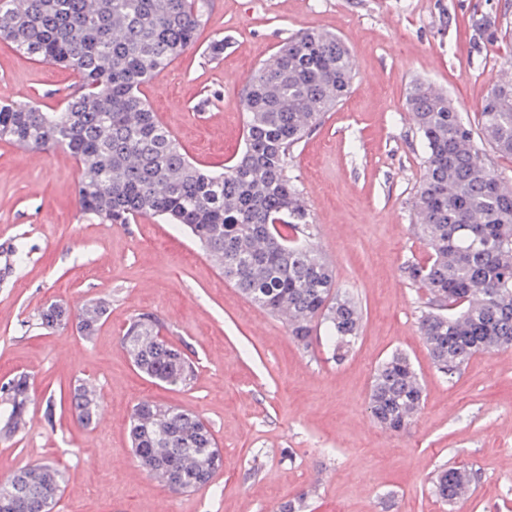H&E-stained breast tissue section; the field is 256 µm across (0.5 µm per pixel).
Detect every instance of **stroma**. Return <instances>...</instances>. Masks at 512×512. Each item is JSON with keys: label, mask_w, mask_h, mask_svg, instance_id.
<instances>
[{"label": "stroma", "mask_w": 512, "mask_h": 512, "mask_svg": "<svg viewBox=\"0 0 512 512\" xmlns=\"http://www.w3.org/2000/svg\"><path fill=\"white\" fill-rule=\"evenodd\" d=\"M494 17L495 39L473 31ZM339 35L352 54L350 94L294 149L291 174L315 241L337 283L359 302L353 351L336 363L325 344L299 347L277 318L254 306L182 231L144 217L102 224L79 212L74 157L0 140V382L24 373L34 401L26 429L0 441V480L18 467L55 463L68 482L53 512H512V349L472 357L454 379L433 364L418 334L426 288L408 262H426L411 203L425 147L406 98L424 81L477 123L488 90L512 67V0H211L196 44L144 87L156 118L203 167L243 145V93L254 70L297 31ZM224 42L211 58V41ZM82 79L0 42V104L63 105ZM26 237V268L9 270L8 246ZM105 297L92 339L74 325L46 331L37 318L57 302L78 313ZM157 316L196 362L188 389L139 376L119 339L129 319ZM406 353L424 404L395 433L371 417L378 364ZM97 384L103 410L86 426L46 401L78 381ZM190 409L210 423L224 466L213 486L170 492L137 466L127 435L134 403ZM476 480L455 505L437 500L440 469Z\"/></svg>", "instance_id": "1"}]
</instances>
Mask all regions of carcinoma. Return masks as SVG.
<instances>
[{"instance_id":"carcinoma-1","label":"carcinoma","mask_w":512,"mask_h":512,"mask_svg":"<svg viewBox=\"0 0 512 512\" xmlns=\"http://www.w3.org/2000/svg\"><path fill=\"white\" fill-rule=\"evenodd\" d=\"M209 6V0H0V41L82 78L79 93L59 109L0 105V140L24 150H69L79 164L82 215L104 224L149 216L185 229L224 277L282 320L302 348L325 326L333 357L342 362L359 338L362 311L340 292L333 265L314 241L288 162L305 134L349 93L350 51L338 35L310 29L280 45L245 88L241 153L223 170H209L190 160L142 93L195 45ZM406 104L426 147L412 210L431 258L407 265L405 273L430 290L431 309L421 316L419 333L439 372L451 379L475 354L512 347V187L479 146L482 141L512 156V80L494 85L483 99L478 140L447 94L417 82ZM10 253L22 271L29 254L24 239ZM106 312L104 301L81 308L83 337L95 335ZM63 320L68 312L57 302L39 313L44 329ZM162 330L154 315L138 314L121 345L152 382L187 387L197 366ZM422 403L410 358L392 353L373 375V418L400 432ZM29 404L26 376L0 384L1 441L25 428ZM69 407L82 424H92L101 407L97 385H75ZM128 434L139 465L177 494L210 485L223 464L209 425L178 405L137 402ZM472 479L466 469H441L431 490L454 504ZM65 483V472L51 463L21 467L0 482V501L18 494L10 512H52Z\"/></svg>"}]
</instances>
